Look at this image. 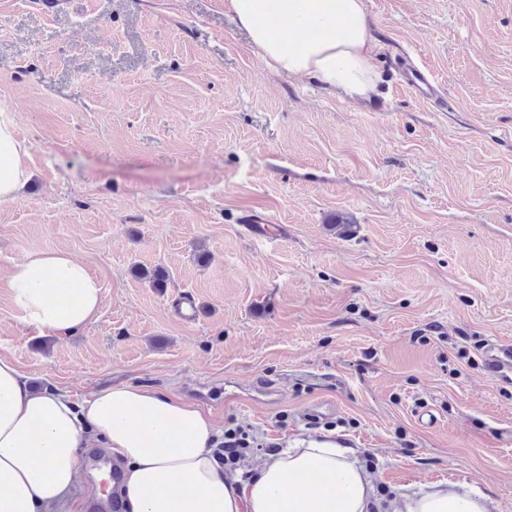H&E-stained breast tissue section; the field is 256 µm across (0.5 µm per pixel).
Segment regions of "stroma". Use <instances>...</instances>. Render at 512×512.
Listing matches in <instances>:
<instances>
[{
	"instance_id": "1",
	"label": "stroma",
	"mask_w": 512,
	"mask_h": 512,
	"mask_svg": "<svg viewBox=\"0 0 512 512\" xmlns=\"http://www.w3.org/2000/svg\"><path fill=\"white\" fill-rule=\"evenodd\" d=\"M365 6L381 82L353 101L271 73L224 0H0L31 173L0 202V355L77 401L134 383L281 446L333 431L375 512L441 480L512 512V386L481 362L512 344V0ZM405 51L447 108L400 86ZM47 250L102 284L69 337L23 328L7 287Z\"/></svg>"
}]
</instances>
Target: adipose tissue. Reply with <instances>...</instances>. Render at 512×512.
Listing matches in <instances>:
<instances>
[{
  "label": "adipose tissue",
  "instance_id": "ef3b65f1",
  "mask_svg": "<svg viewBox=\"0 0 512 512\" xmlns=\"http://www.w3.org/2000/svg\"><path fill=\"white\" fill-rule=\"evenodd\" d=\"M270 72L308 77L349 99H366L378 75L364 0H224ZM28 150L0 111V201L28 179ZM7 286L23 326L66 337L93 322L103 290L66 251L15 261ZM220 430L179 396L138 384L100 389L81 403L37 391L0 356V512H85L73 494L83 450L105 448L121 470L128 512H372V481L354 448L321 432L285 446L249 480L215 462ZM466 483H430L403 494L401 512H492Z\"/></svg>",
  "mask_w": 512,
  "mask_h": 512
}]
</instances>
